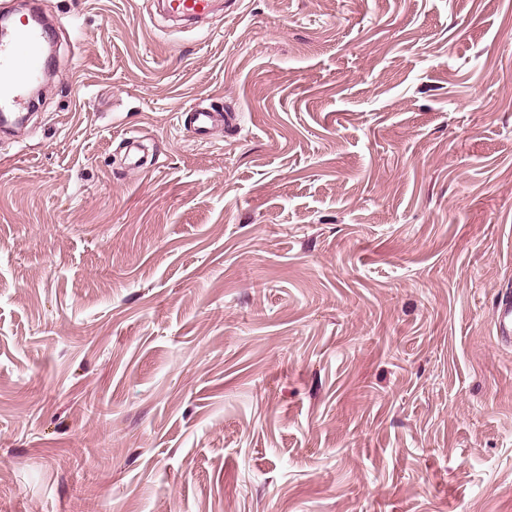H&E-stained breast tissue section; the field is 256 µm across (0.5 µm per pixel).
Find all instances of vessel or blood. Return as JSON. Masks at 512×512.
I'll return each mask as SVG.
<instances>
[{"label":"vessel or blood","instance_id":"vessel-or-blood-1","mask_svg":"<svg viewBox=\"0 0 512 512\" xmlns=\"http://www.w3.org/2000/svg\"><path fill=\"white\" fill-rule=\"evenodd\" d=\"M171 14L200 18L214 9V0H167ZM43 27L23 16L13 23L12 35L0 41V73L7 81L0 83V112L16 117L29 106V88L38 79L44 66ZM219 120L212 110L191 109V127L201 139L209 138ZM496 338L500 344L512 343V291L500 294L494 310Z\"/></svg>","mask_w":512,"mask_h":512}]
</instances>
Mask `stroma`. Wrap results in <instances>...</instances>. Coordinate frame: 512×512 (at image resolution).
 I'll use <instances>...</instances> for the list:
<instances>
[{"label":"stroma","mask_w":512,"mask_h":512,"mask_svg":"<svg viewBox=\"0 0 512 512\" xmlns=\"http://www.w3.org/2000/svg\"><path fill=\"white\" fill-rule=\"evenodd\" d=\"M30 2L0 512H512V0ZM168 10L173 15L200 18L214 9V0H166ZM191 112V127L194 134L200 139H207L211 135V131L222 116L211 109L200 108L194 106ZM496 338L502 345L512 343V291L505 290L499 295L494 310Z\"/></svg>","instance_id":"1"}]
</instances>
